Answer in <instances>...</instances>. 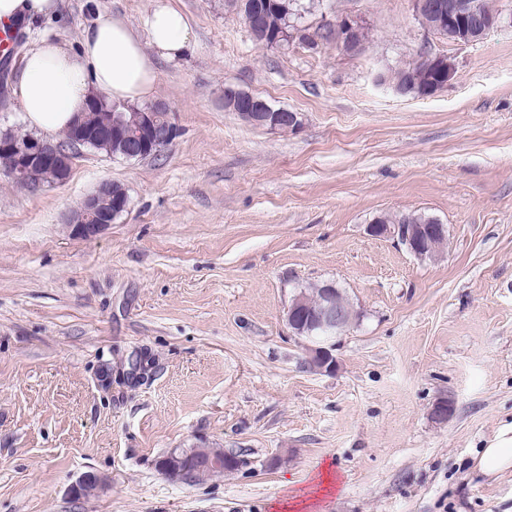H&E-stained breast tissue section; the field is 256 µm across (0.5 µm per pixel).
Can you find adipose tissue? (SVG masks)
<instances>
[{"instance_id": "ef3b65f1", "label": "adipose tissue", "mask_w": 512, "mask_h": 512, "mask_svg": "<svg viewBox=\"0 0 512 512\" xmlns=\"http://www.w3.org/2000/svg\"><path fill=\"white\" fill-rule=\"evenodd\" d=\"M191 47V27L170 0H155L137 29L98 16L83 29L77 47L42 37L28 49L16 85L20 110L32 129L53 135L85 110L92 93L141 104L154 95L156 60L181 58ZM475 468L487 477L512 470V424L484 441Z\"/></svg>"}]
</instances>
